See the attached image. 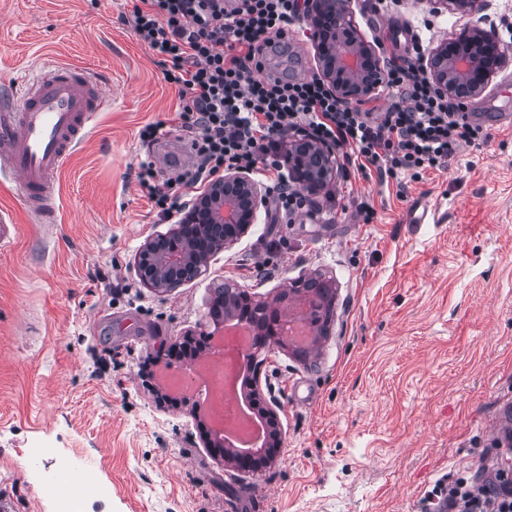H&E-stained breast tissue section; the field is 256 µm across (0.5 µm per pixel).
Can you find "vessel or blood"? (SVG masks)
<instances>
[{
  "mask_svg": "<svg viewBox=\"0 0 512 512\" xmlns=\"http://www.w3.org/2000/svg\"><path fill=\"white\" fill-rule=\"evenodd\" d=\"M109 102L91 72L54 60L0 97V174L30 209L48 214L55 175Z\"/></svg>",
  "mask_w": 512,
  "mask_h": 512,
  "instance_id": "obj_1",
  "label": "vessel or blood"
}]
</instances>
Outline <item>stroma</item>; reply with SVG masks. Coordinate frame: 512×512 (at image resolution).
Here are the masks:
<instances>
[{"instance_id": "35a3bbf8", "label": "stroma", "mask_w": 512, "mask_h": 512, "mask_svg": "<svg viewBox=\"0 0 512 512\" xmlns=\"http://www.w3.org/2000/svg\"><path fill=\"white\" fill-rule=\"evenodd\" d=\"M138 0H0V89L52 57L89 69L112 95L56 176L50 223L0 182L17 225L0 253V505L57 512L61 460L97 485L82 512H424L448 472L481 466L512 428V129L456 151L421 179L341 172L291 222L255 224L196 279L165 294L134 270L140 246L172 224L138 185L155 145L138 132L188 136L180 93L138 39ZM381 63L415 61L468 17L428 0H350ZM480 24L506 49L487 104L512 112V0H487ZM268 73L309 78L318 67L306 18L288 30ZM373 207V223L356 217ZM425 206L424 223L407 212ZM321 209L322 220L307 213ZM334 281L331 330L318 356L270 345L265 397L281 405L283 447L257 475L205 445L206 410L162 408L140 372L182 374L168 347L210 332L209 307L230 282L271 297L294 281Z\"/></svg>"}]
</instances>
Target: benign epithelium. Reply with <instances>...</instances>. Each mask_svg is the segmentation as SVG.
Segmentation results:
<instances>
[{"instance_id":"7a95c632","label":"benign epithelium","mask_w":512,"mask_h":512,"mask_svg":"<svg viewBox=\"0 0 512 512\" xmlns=\"http://www.w3.org/2000/svg\"><path fill=\"white\" fill-rule=\"evenodd\" d=\"M484 0H430L436 12L450 11L475 16ZM318 63V79L340 99L359 102L369 97L381 84L383 70L375 47L359 33L347 0H306ZM505 56L496 35L477 23L443 39L430 53L423 71L443 97L476 99L488 87L495 70ZM334 148L312 139L295 140L288 146V170L299 189L308 196L326 190L336 178ZM266 190L249 173L227 170L224 178L208 186L192 206L183 210L175 228L166 235L148 239L135 256L134 266L141 283L165 293L190 281L207 270L212 257L231 248L255 223ZM225 292L237 295L235 312L241 318L255 311L263 312L259 345L282 344L289 326L282 321L277 305L285 298L257 301L249 291L224 284ZM272 399L262 405L252 402V409L267 428L262 443L252 448L225 450L224 462L240 471L258 473L260 459L276 448L274 438L283 433Z\"/></svg>"}]
</instances>
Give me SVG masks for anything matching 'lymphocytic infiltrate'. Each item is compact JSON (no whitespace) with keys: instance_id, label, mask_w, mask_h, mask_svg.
<instances>
[{"instance_id":"obj_1","label":"lymphocytic infiltrate","mask_w":512,"mask_h":512,"mask_svg":"<svg viewBox=\"0 0 512 512\" xmlns=\"http://www.w3.org/2000/svg\"><path fill=\"white\" fill-rule=\"evenodd\" d=\"M300 0H140L132 14L136 34L178 86V119L191 135L197 164L173 180L200 188L240 168L273 173V209L302 208L286 172L290 138H309L342 151L343 165L379 179H419L447 165L461 147L479 146L482 129L466 105L442 98L414 67L392 64L382 86L392 103L377 112L347 103L318 80L264 76L266 51L285 38ZM447 512H512V458L493 472L449 474Z\"/></svg>"}]
</instances>
